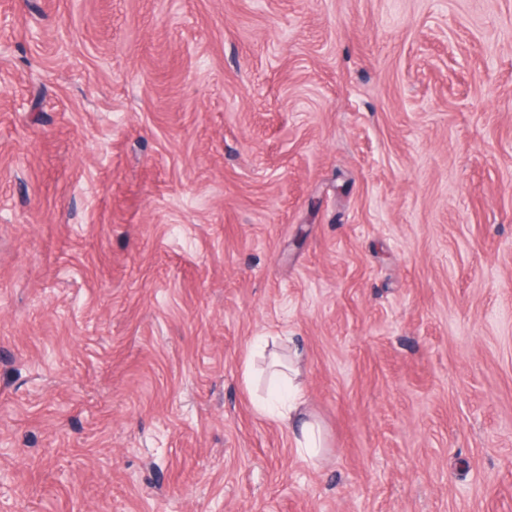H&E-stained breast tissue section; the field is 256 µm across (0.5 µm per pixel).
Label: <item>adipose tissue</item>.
<instances>
[{"label":"adipose tissue","instance_id":"1","mask_svg":"<svg viewBox=\"0 0 512 512\" xmlns=\"http://www.w3.org/2000/svg\"><path fill=\"white\" fill-rule=\"evenodd\" d=\"M303 359V351L294 345L289 347L287 354L272 355L268 369L272 379L287 383L292 391L288 403L278 413L279 423L287 429L300 453L314 457L323 448L324 438L319 423L305 408L306 396L300 381Z\"/></svg>","mask_w":512,"mask_h":512}]
</instances>
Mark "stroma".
<instances>
[{
	"label": "stroma",
	"mask_w": 512,
	"mask_h": 512,
	"mask_svg": "<svg viewBox=\"0 0 512 512\" xmlns=\"http://www.w3.org/2000/svg\"><path fill=\"white\" fill-rule=\"evenodd\" d=\"M0 512H512V0H0ZM304 353L293 345L288 354H273L268 363L271 378L278 382H288L292 396L278 413V421L288 431L297 450L310 457H316L320 448H324L322 429L317 421L305 409L306 396L299 380Z\"/></svg>",
	"instance_id": "1"
}]
</instances>
